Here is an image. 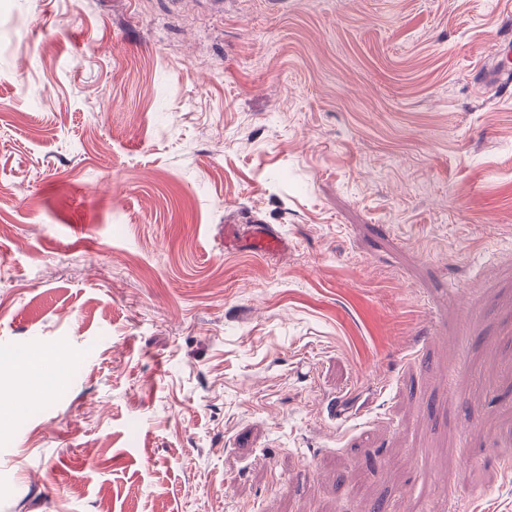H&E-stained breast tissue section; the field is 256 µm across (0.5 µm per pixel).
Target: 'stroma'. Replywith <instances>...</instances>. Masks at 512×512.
Wrapping results in <instances>:
<instances>
[{
	"label": "stroma",
	"instance_id": "35a3bbf8",
	"mask_svg": "<svg viewBox=\"0 0 512 512\" xmlns=\"http://www.w3.org/2000/svg\"><path fill=\"white\" fill-rule=\"evenodd\" d=\"M507 9L0 0V512H512ZM484 78L498 82L499 85L509 86L512 84V45L510 46V41H501L498 53L485 67Z\"/></svg>",
	"mask_w": 512,
	"mask_h": 512
}]
</instances>
